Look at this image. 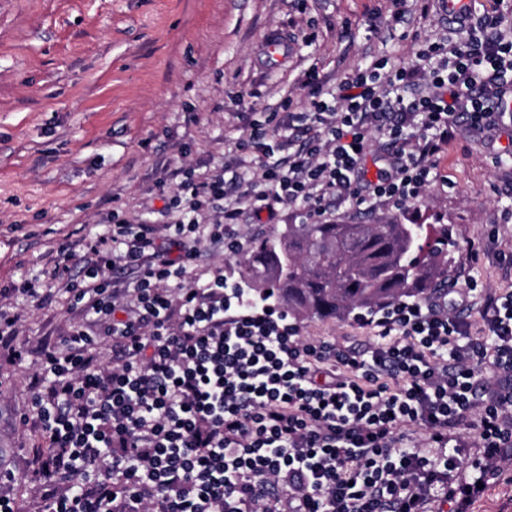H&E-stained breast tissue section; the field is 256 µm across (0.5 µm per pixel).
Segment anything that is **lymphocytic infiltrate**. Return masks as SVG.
Returning a JSON list of instances; mask_svg holds the SVG:
<instances>
[{"mask_svg":"<svg viewBox=\"0 0 512 512\" xmlns=\"http://www.w3.org/2000/svg\"><path fill=\"white\" fill-rule=\"evenodd\" d=\"M498 4L422 42L415 63L373 60L337 96L311 68L304 99L286 100L277 144L250 123L219 167L184 173L164 211L168 245L150 224L112 215L105 232L60 246L50 278L67 284L82 323L40 349L32 407L45 452L30 461L42 512H468L481 486L512 466V291L448 292L401 300L366 317L375 340L352 352L300 340L285 311L225 286L187 287L207 240L244 251L242 213L275 219L278 206L325 217L332 203L397 209L421 201L433 162L458 124L512 122V41ZM389 167L369 176L374 140ZM257 171L244 180L240 169ZM132 271L126 306L108 272ZM112 342V361L97 353ZM493 368L500 382L484 376ZM478 435L465 464L454 438Z\"/></svg>","mask_w":512,"mask_h":512,"instance_id":"obj_1","label":"lymphocytic infiltrate"}]
</instances>
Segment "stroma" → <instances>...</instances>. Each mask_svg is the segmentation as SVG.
Returning a JSON list of instances; mask_svg holds the SVG:
<instances>
[{"mask_svg": "<svg viewBox=\"0 0 512 512\" xmlns=\"http://www.w3.org/2000/svg\"><path fill=\"white\" fill-rule=\"evenodd\" d=\"M408 0H0V308L30 350L0 365V448L10 451L17 512H39L29 460L41 443L29 382L39 346L77 323L63 292L8 294L55 265L60 245L103 232L113 212L159 220L174 171L221 165L246 131L299 98L311 67L343 79L372 58L412 61L446 32L437 8ZM289 45L270 56V42ZM512 133L456 127L413 206L337 208L336 224L398 219L448 231L451 275L512 290ZM309 340L368 341L354 320H298Z\"/></svg>", "mask_w": 512, "mask_h": 512, "instance_id": "35a3bbf8", "label": "stroma"}]
</instances>
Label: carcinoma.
<instances>
[{
  "mask_svg": "<svg viewBox=\"0 0 512 512\" xmlns=\"http://www.w3.org/2000/svg\"><path fill=\"white\" fill-rule=\"evenodd\" d=\"M240 280L296 317L345 320L416 298L448 273V238L425 224H286L255 240Z\"/></svg>",
  "mask_w": 512,
  "mask_h": 512,
  "instance_id": "carcinoma-1",
  "label": "carcinoma"
}]
</instances>
